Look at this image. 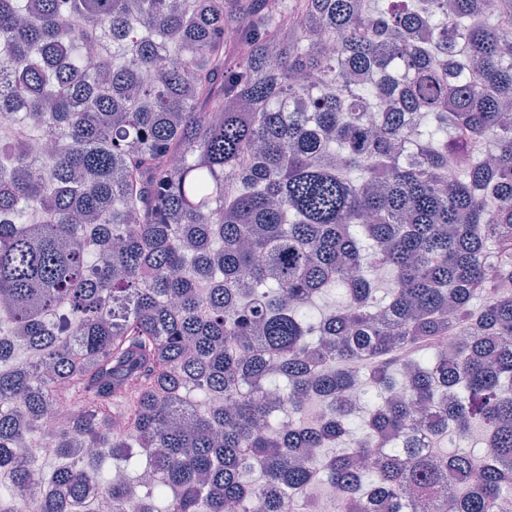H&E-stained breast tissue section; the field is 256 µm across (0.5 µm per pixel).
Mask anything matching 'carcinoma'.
<instances>
[{
	"label": "carcinoma",
	"instance_id": "carcinoma-1",
	"mask_svg": "<svg viewBox=\"0 0 512 512\" xmlns=\"http://www.w3.org/2000/svg\"><path fill=\"white\" fill-rule=\"evenodd\" d=\"M506 29L512 0H0V512H504Z\"/></svg>",
	"mask_w": 512,
	"mask_h": 512
}]
</instances>
